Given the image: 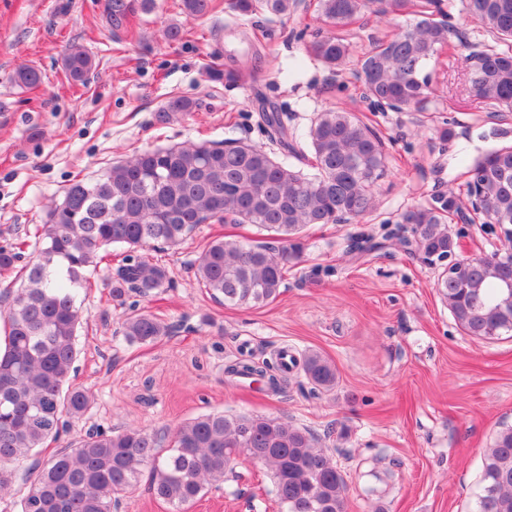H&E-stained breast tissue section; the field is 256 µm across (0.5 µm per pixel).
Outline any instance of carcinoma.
<instances>
[{"mask_svg":"<svg viewBox=\"0 0 512 512\" xmlns=\"http://www.w3.org/2000/svg\"><path fill=\"white\" fill-rule=\"evenodd\" d=\"M466 2L492 39L465 56L470 89L494 111L512 112V0ZM182 5L191 19L222 11L245 22L256 14L286 16L297 0H182ZM105 8L112 31L128 32L131 19L155 11L157 3L106 0ZM317 8L331 31L315 37L308 52L336 72L349 56L339 30L367 12L382 20L412 18L364 54L358 76L363 98L372 104L395 112L428 109L433 99L427 68L453 35L444 0H318ZM62 66L67 80L83 85L94 61L73 48ZM12 80L35 87L42 74L21 64ZM195 108V101L178 97L155 119L166 125ZM260 119L281 157L243 142L145 149L95 178L73 180L62 202L48 212L36 255L23 267L22 283L9 295L4 313L0 495L10 492L20 461L82 420L94 404V395L70 379L83 325L78 300L109 247L123 248L122 265L109 282L111 299L122 303L129 293L153 297L169 282L168 268L142 253L144 248L177 245L209 221L251 224L271 234L278 246L217 237L195 261L194 277L226 306H263L280 296L288 268L299 262L305 228L360 220L379 208L374 188L387 175L389 155L383 140L353 113H317L304 148L289 132L288 113L274 109ZM465 175L482 223L512 225V145L483 154ZM460 209L453 193H441L428 205L403 212L400 223L412 225L411 243L427 264L444 267V259L455 258L451 269L441 271L437 288L460 329L487 341L511 338L512 288L505 277L512 278V249L455 257L449 223ZM20 258L14 247L0 248V272L15 271ZM121 328L131 344H150L170 333L164 321L136 310L124 314ZM294 363L313 391L336 388V366L322 353L306 350ZM225 373L258 376L275 394L287 381L276 353L260 366L235 361ZM241 457L269 469L286 512H345L344 476L314 434L279 418L222 412L185 421L170 436L137 428L89 431L34 465L18 512H112L146 467L154 494L184 512L206 486L224 482ZM476 512H512V425L500 426L484 451Z\"/></svg>","mask_w":512,"mask_h":512,"instance_id":"obj_1","label":"carcinoma"}]
</instances>
